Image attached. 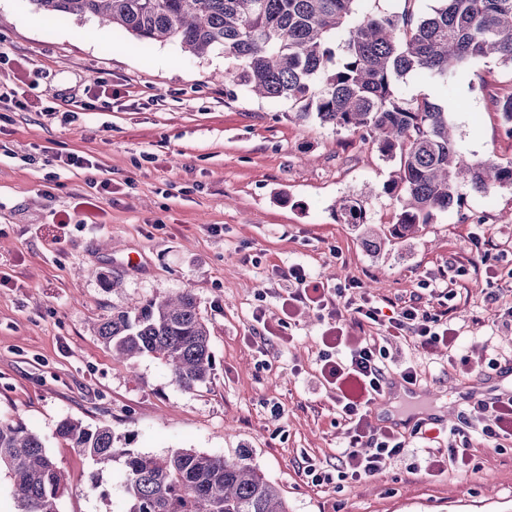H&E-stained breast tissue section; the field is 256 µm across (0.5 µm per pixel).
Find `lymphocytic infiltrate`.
<instances>
[{
	"instance_id": "lymphocytic-infiltrate-1",
	"label": "lymphocytic infiltrate",
	"mask_w": 512,
	"mask_h": 512,
	"mask_svg": "<svg viewBox=\"0 0 512 512\" xmlns=\"http://www.w3.org/2000/svg\"><path fill=\"white\" fill-rule=\"evenodd\" d=\"M294 286L283 299L285 314L301 307L316 310L327 318L323 334L325 349L321 355L320 379L326 391L336 400V413L346 429L345 461L336 472L307 464L303 474L312 484L358 482L374 476L385 459L407 454L405 439L389 430L371 434L366 420L380 396L389 355L387 339L409 335L424 353L453 347L456 333L448 325L447 311L436 314L408 305L384 314L381 307L358 285L331 288L295 264L288 269ZM374 325L378 335H364L365 326ZM361 330L352 339L353 330ZM476 412L484 421L481 441L487 447L499 448L502 441L512 440V398L497 405H478Z\"/></svg>"
}]
</instances>
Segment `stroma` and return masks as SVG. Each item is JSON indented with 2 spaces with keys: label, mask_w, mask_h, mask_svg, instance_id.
Instances as JSON below:
<instances>
[{
  "label": "stroma",
  "mask_w": 512,
  "mask_h": 512,
  "mask_svg": "<svg viewBox=\"0 0 512 512\" xmlns=\"http://www.w3.org/2000/svg\"><path fill=\"white\" fill-rule=\"evenodd\" d=\"M0 83L25 61L31 111L0 110V419L40 435L64 475L57 512H123L121 464L100 468L56 434L66 418L110 425L130 445L162 456L192 448L227 458L249 454L288 512H512V442L474 443L471 471L426 472L462 417L401 428L411 450L358 484H311L305 458L342 462L336 403L319 382L326 322L282 310L286 271L299 264L325 284L358 283L376 300L434 311L447 298L458 341L428 357L388 345L390 377L414 364L427 398L404 397L390 418L427 414L489 373L512 364V190L469 193L414 238L365 246L336 219L342 197L377 188L390 165L359 136L294 117L288 102L256 97L223 76L221 52L196 58L179 42H146L95 18L54 20L31 0H0ZM109 94L88 98L94 79ZM512 88V70L469 62L453 94L441 82L407 78L405 98L448 107L462 151L512 160V137L485 109L482 82ZM74 153L112 181L96 223L75 206L83 171ZM70 223H58L63 212ZM120 288L109 289L108 281ZM193 289L211 332L209 378L186 391L158 359L114 360L94 326L113 307ZM263 310V321L254 313Z\"/></svg>",
  "instance_id": "35a3bbf8"
}]
</instances>
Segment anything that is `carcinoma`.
Returning a JSON list of instances; mask_svg holds the SVG:
<instances>
[{
  "mask_svg": "<svg viewBox=\"0 0 512 512\" xmlns=\"http://www.w3.org/2000/svg\"><path fill=\"white\" fill-rule=\"evenodd\" d=\"M54 16L94 17L140 40H176L202 57L224 54V77L261 98L286 100L296 117L360 134L392 163L381 193L398 208L389 230L412 238L439 213L464 205V191L485 196L512 188V161L474 160L463 153L448 123V107L400 96L409 76L448 78L476 58L512 69V0H438L422 14L418 0L399 12L362 13L361 0H31ZM487 111L512 137V90H487ZM370 195L346 196L339 222L364 227L376 253L381 239L367 227ZM116 359L150 355L174 381L192 389L213 369L210 329L194 290L152 298L133 308L114 307L95 326ZM56 434L104 466L124 467V512H288L277 488L242 455L236 461L177 449L165 456L120 448L112 427L76 419L59 422ZM16 512H56L64 478L41 437L24 424L0 420V474Z\"/></svg>",
  "mask_w": 512,
  "mask_h": 512,
  "instance_id": "carcinoma-1",
  "label": "carcinoma"
}]
</instances>
